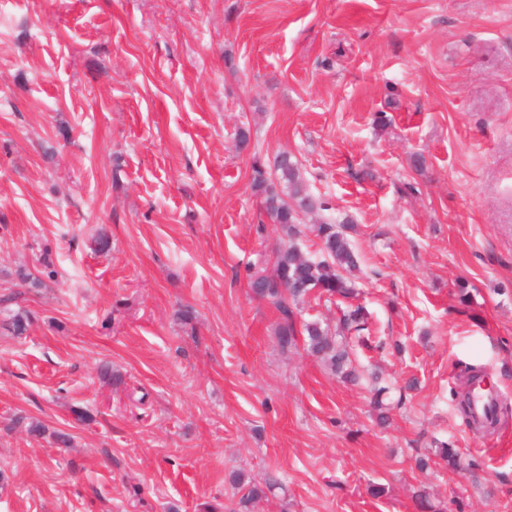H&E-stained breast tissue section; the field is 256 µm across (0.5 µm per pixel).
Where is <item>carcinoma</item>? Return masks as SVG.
Wrapping results in <instances>:
<instances>
[{
    "label": "carcinoma",
    "mask_w": 512,
    "mask_h": 512,
    "mask_svg": "<svg viewBox=\"0 0 512 512\" xmlns=\"http://www.w3.org/2000/svg\"><path fill=\"white\" fill-rule=\"evenodd\" d=\"M249 186L261 199L264 214L283 234L272 258L250 267L247 279V287L254 297L270 301L278 312L275 334L279 346L290 350L302 340L307 351L322 360L339 378L349 382L357 380L345 332L362 330L363 308L357 306L343 314L340 326L334 330L316 320L301 322L297 313L298 304L314 291L329 300L336 297L348 300L355 296L354 272L359 261L347 236L346 222L322 219L313 225L311 232L317 238L321 252V258H313L302 251L297 240L303 234V217L324 210V203L311 194L298 159L292 154L280 153L269 166L253 157ZM28 324V314L16 312L9 317L8 330L22 336L27 332ZM387 393L386 386L374 389L370 402L378 411V423L382 426L389 421V407L383 403ZM439 451L448 459V470L454 474L465 471L472 480H477L470 467L460 464L457 449L443 442ZM271 487L269 482L263 485L248 482L240 503L261 498Z\"/></svg>",
    "instance_id": "carcinoma-1"
}]
</instances>
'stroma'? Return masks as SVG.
<instances>
[{"mask_svg":"<svg viewBox=\"0 0 512 512\" xmlns=\"http://www.w3.org/2000/svg\"><path fill=\"white\" fill-rule=\"evenodd\" d=\"M282 150L352 221L354 383L247 286L281 238L252 157ZM4 297L0 512H236L238 474L274 484L253 512H512V416L454 403L474 365L512 404V0H0Z\"/></svg>","mask_w":512,"mask_h":512,"instance_id":"stroma-1","label":"stroma"}]
</instances>
